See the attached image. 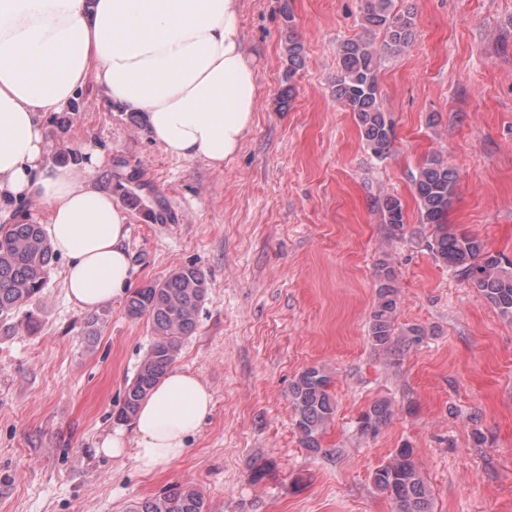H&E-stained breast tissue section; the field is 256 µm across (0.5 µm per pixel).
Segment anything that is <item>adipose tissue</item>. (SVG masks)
Here are the masks:
<instances>
[{"mask_svg": "<svg viewBox=\"0 0 512 512\" xmlns=\"http://www.w3.org/2000/svg\"><path fill=\"white\" fill-rule=\"evenodd\" d=\"M239 21V0H0V202L44 207L53 248L67 260L63 285L81 310L127 289V214L90 180L102 165L96 148L85 147L78 166L52 161L45 116L93 81L110 103L140 112L165 152L222 166L256 116ZM212 405L198 377L172 369L97 452L154 472L184 455Z\"/></svg>", "mask_w": 512, "mask_h": 512, "instance_id": "1", "label": "adipose tissue"}]
</instances>
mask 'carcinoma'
Instances as JSON below:
<instances>
[{"label":"carcinoma","instance_id":"1","mask_svg":"<svg viewBox=\"0 0 512 512\" xmlns=\"http://www.w3.org/2000/svg\"><path fill=\"white\" fill-rule=\"evenodd\" d=\"M366 31H381V45L359 36L342 43L338 50L336 99L353 112L363 140L379 159L391 152L394 126L384 112L377 79L381 54H397L414 36V19L395 10L394 0H366L363 13ZM285 51L290 82L304 63L303 47L288 34ZM457 173L437 156L428 158L413 177L420 224L431 234L425 245L436 263L455 273L478 290L504 317L512 318V261L489 251L482 240L446 224L448 207L455 193ZM383 223L391 236L404 229L401 200L388 193L376 198ZM54 258L47 234L40 224H10L0 228V320H6L26 306L43 290ZM208 296L205 275L195 266L172 270L164 279L135 289L127 297L126 311L134 319L146 318L154 342L142 360L134 379L126 386L122 403L115 412L127 421L141 402L174 365L181 341L196 329L198 315ZM400 291L388 263L381 264L376 299L368 326V339L374 349L391 357L418 344L427 336L424 328L398 327ZM331 374L323 367L310 366L296 374L288 390L295 428L303 447L322 450L321 438L336 413L331 393ZM394 415L387 399H376L357 418L362 435L375 434ZM375 489L394 504V512H433L432 496L426 478L414 461V449L396 448L388 461L372 474ZM203 491L190 483L176 482L161 494L135 502L130 512H207Z\"/></svg>","mask_w":512,"mask_h":512}]
</instances>
